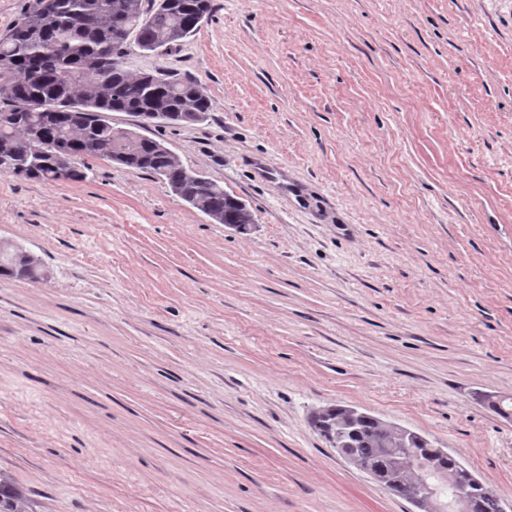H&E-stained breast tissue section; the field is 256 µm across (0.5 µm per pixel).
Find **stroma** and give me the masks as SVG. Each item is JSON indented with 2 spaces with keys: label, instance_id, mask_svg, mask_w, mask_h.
<instances>
[{
  "label": "stroma",
  "instance_id": "obj_1",
  "mask_svg": "<svg viewBox=\"0 0 512 512\" xmlns=\"http://www.w3.org/2000/svg\"><path fill=\"white\" fill-rule=\"evenodd\" d=\"M127 70L213 108L145 136L243 201L154 174H0V472L33 512H408L313 431L351 405L512 503V0H211ZM10 250L2 260L0 257V275L32 279L45 276V270L36 256L15 247H10Z\"/></svg>",
  "mask_w": 512,
  "mask_h": 512
}]
</instances>
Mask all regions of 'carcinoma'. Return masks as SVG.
Here are the masks:
<instances>
[{
	"label": "carcinoma",
	"mask_w": 512,
	"mask_h": 512,
	"mask_svg": "<svg viewBox=\"0 0 512 512\" xmlns=\"http://www.w3.org/2000/svg\"><path fill=\"white\" fill-rule=\"evenodd\" d=\"M123 9L129 41L116 32L114 12ZM210 10V0H29L20 21L0 35V165L12 175L49 183L87 178L79 160L106 158L125 168L155 174L170 190L205 215L248 230L247 205L224 187L186 169L159 141L112 127L105 112L141 118L157 113L165 124L206 120L212 103L196 81L156 68L132 74L124 60L168 50L192 35ZM91 16L79 27L76 19ZM0 275L42 278L39 259L11 248L0 258ZM339 454L353 453L390 471L380 441L384 426L368 417L351 421L336 405L309 419ZM479 512H500L499 496L474 488ZM0 512H31L27 492L0 474Z\"/></svg>",
	"instance_id": "cac0c4a2"
}]
</instances>
